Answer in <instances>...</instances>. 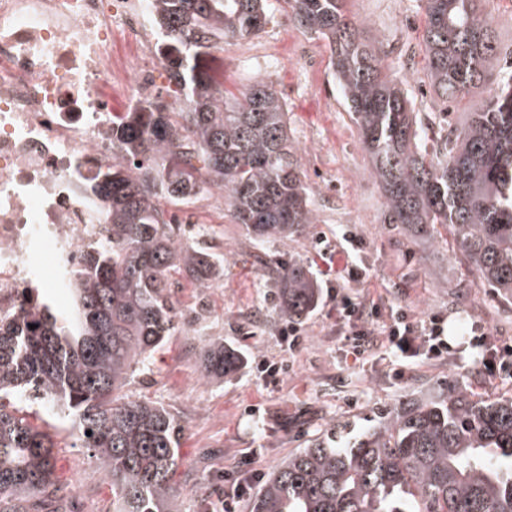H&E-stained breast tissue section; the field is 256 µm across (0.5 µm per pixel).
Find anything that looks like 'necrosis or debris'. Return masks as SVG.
<instances>
[{
	"instance_id": "necrosis-or-debris-1",
	"label": "necrosis or debris",
	"mask_w": 512,
	"mask_h": 512,
	"mask_svg": "<svg viewBox=\"0 0 512 512\" xmlns=\"http://www.w3.org/2000/svg\"><path fill=\"white\" fill-rule=\"evenodd\" d=\"M163 37L146 0H0V320L100 242L87 179L122 159L113 117L160 99Z\"/></svg>"
}]
</instances>
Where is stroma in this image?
Segmentation results:
<instances>
[{
  "label": "stroma",
  "mask_w": 512,
  "mask_h": 512,
  "mask_svg": "<svg viewBox=\"0 0 512 512\" xmlns=\"http://www.w3.org/2000/svg\"><path fill=\"white\" fill-rule=\"evenodd\" d=\"M269 4L264 32L249 39L253 54L241 55L234 45L225 48L224 86L236 92L262 80L284 96L317 222L259 245L233 222L227 204H195L198 226L190 240L223 256L224 278L199 288L173 275L178 330L122 390L164 406L184 427L174 476L179 512H210L225 473L235 471L244 456H253L255 469L269 474L310 441L331 435L345 441L379 425L407 399L435 398L449 383L464 384L480 398L512 396V380L486 377L476 356L463 347L466 330L476 323L512 338V303L481 286L461 264L448 235L384 223L383 196L333 80L327 40L289 22V0ZM347 9L381 42L386 72L404 81L417 110L442 111V102L424 83L422 0H348ZM346 228L361 241L355 261L365 276L358 282L344 278L346 258L335 250L336 237ZM291 256L305 264L320 288L375 301L385 310L401 307L418 319L441 315L459 354L418 361L396 379L384 337H376L366 360L347 356L326 296L301 319L300 347L288 350L279 336L283 319L275 310L274 277ZM214 339L247 353V367L238 376L205 377L200 347ZM264 360L283 364V371H263ZM26 418L55 443L56 475L73 487L65 500L68 512L111 505L112 486L86 450L76 447L75 430L38 407L27 410Z\"/></svg>",
  "instance_id": "35a3bbf8"
}]
</instances>
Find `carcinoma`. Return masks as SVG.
I'll return each instance as SVG.
<instances>
[{
	"label": "carcinoma",
	"instance_id": "carcinoma-1",
	"mask_svg": "<svg viewBox=\"0 0 512 512\" xmlns=\"http://www.w3.org/2000/svg\"><path fill=\"white\" fill-rule=\"evenodd\" d=\"M346 2L293 0V20L329 42L385 223L445 227L482 286L512 299V62L501 63L484 0H424L431 90L445 104L481 91L467 123L446 134V117L422 119L403 82L383 71L381 43ZM151 6L167 33L159 51L184 96L183 123L161 101L112 121V142L129 163L88 180L109 223L69 273L73 316L60 318L38 294L20 319L0 323V512H31L32 499L68 491L49 436L21 416L22 398L58 405L72 420L112 484V512H170L184 428L166 408L118 392L176 330L171 273L208 288L224 258L176 244L181 225L164 219L158 199L182 202L205 178L225 190L234 222L258 244L316 223L283 96L262 80L228 96L218 81L216 53L264 30L267 0ZM274 288L290 319L319 300L310 272L292 259ZM202 363L208 377L231 376L244 354L210 341ZM250 512H512V397L478 400L457 384L435 400L407 401L345 446L316 439L269 473Z\"/></svg>",
	"mask_w": 512,
	"mask_h": 512
}]
</instances>
